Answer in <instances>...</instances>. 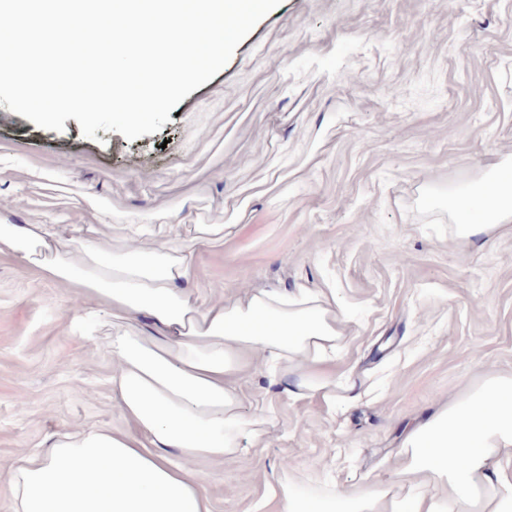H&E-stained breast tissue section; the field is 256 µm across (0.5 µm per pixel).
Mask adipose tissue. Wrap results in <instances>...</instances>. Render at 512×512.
<instances>
[{"label": "adipose tissue", "instance_id": "ef3b65f1", "mask_svg": "<svg viewBox=\"0 0 512 512\" xmlns=\"http://www.w3.org/2000/svg\"><path fill=\"white\" fill-rule=\"evenodd\" d=\"M476 205V220L451 211L457 237L487 239L512 223V163L496 167ZM100 231L0 225V256L94 298L96 315H77V328L108 348L112 402L131 425L54 431L11 465L8 512H210L186 462L232 459L258 440L261 418L241 413L242 380L255 366L273 380L291 375L299 395L353 399V383L333 369L349 322L334 292L301 286L215 300L201 291L197 251L238 225L202 224L190 240L159 246L147 245L143 224L125 225L120 246H103ZM272 478L280 512H512V373H487L408 426L388 479L319 498L285 471Z\"/></svg>", "mask_w": 512, "mask_h": 512}]
</instances>
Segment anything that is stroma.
Listing matches in <instances>:
<instances>
[{
	"mask_svg": "<svg viewBox=\"0 0 512 512\" xmlns=\"http://www.w3.org/2000/svg\"><path fill=\"white\" fill-rule=\"evenodd\" d=\"M512 155V0H282L154 134L85 138L0 106V224H198L239 233L197 259L213 298L334 290L354 320L336 370L349 406L254 372L242 413L269 423L234 460H190L212 512H278L289 459L324 492L384 477L409 423L486 372H512V223L458 238L432 191L477 193ZM43 169L53 189L25 171ZM83 289L0 258V512L8 470L61 425L120 428L112 360L79 337Z\"/></svg>",
	"mask_w": 512,
	"mask_h": 512,
	"instance_id": "35a3bbf8",
	"label": "stroma"
}]
</instances>
